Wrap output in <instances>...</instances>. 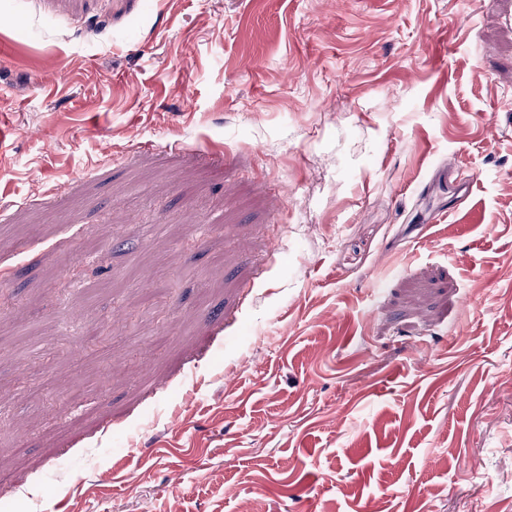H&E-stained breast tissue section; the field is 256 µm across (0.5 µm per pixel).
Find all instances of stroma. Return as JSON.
Returning a JSON list of instances; mask_svg holds the SVG:
<instances>
[{"label": "stroma", "mask_w": 512, "mask_h": 512, "mask_svg": "<svg viewBox=\"0 0 512 512\" xmlns=\"http://www.w3.org/2000/svg\"><path fill=\"white\" fill-rule=\"evenodd\" d=\"M1 393L0 512H512V0H0Z\"/></svg>", "instance_id": "1"}]
</instances>
